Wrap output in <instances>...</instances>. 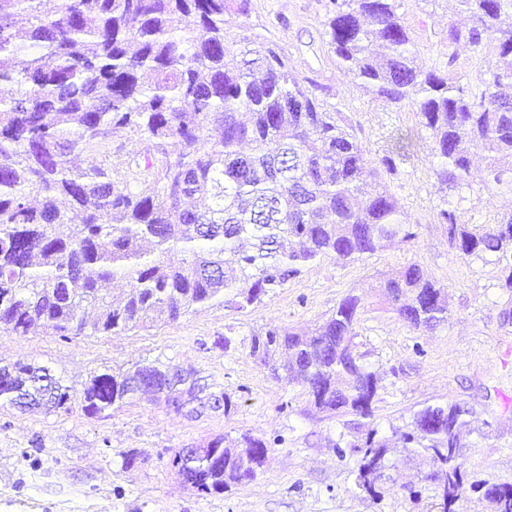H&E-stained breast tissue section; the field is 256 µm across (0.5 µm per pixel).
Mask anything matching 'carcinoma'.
<instances>
[{
  "label": "carcinoma",
  "mask_w": 512,
  "mask_h": 512,
  "mask_svg": "<svg viewBox=\"0 0 512 512\" xmlns=\"http://www.w3.org/2000/svg\"><path fill=\"white\" fill-rule=\"evenodd\" d=\"M44 2L0 0L1 334L109 336L214 302L245 309L318 259L355 261L415 237L386 181L393 158H371L283 49L237 31L233 16L250 0H56L50 11ZM395 2L328 0L336 68L373 99L414 106L441 184H469L480 150L484 186L512 185V0H457L470 24L448 27V66L462 52L480 57L472 84L419 65ZM123 129L151 143L149 157L130 155L121 169L108 155L70 165ZM439 218L458 255H512V213L475 232L454 210ZM118 278L128 291L114 300L102 283ZM377 288L415 330L448 322V291L417 263ZM364 308L350 292L307 333L252 335L251 355L317 409L370 418L377 378L354 343ZM147 392L177 414L175 395L232 408L195 372L165 364L93 374L79 395L45 367L0 366V403L21 408L99 417ZM470 414L426 405L395 431L438 466L439 512H458L465 493L459 430ZM206 447L215 464L178 470L200 495L254 480L271 443L243 434ZM356 448V486L371 493L391 443L371 429ZM474 488L493 512H512V482Z\"/></svg>",
  "instance_id": "carcinoma-1"
}]
</instances>
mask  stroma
<instances>
[{"label": "stroma", "mask_w": 512, "mask_h": 512, "mask_svg": "<svg viewBox=\"0 0 512 512\" xmlns=\"http://www.w3.org/2000/svg\"><path fill=\"white\" fill-rule=\"evenodd\" d=\"M325 2L251 0L249 15L234 23L284 48L371 157L403 143L388 183L414 239L356 261H317L242 311L217 304L111 336L0 334L1 366L19 360L46 366L78 391L90 375L116 366L163 363L195 369L233 402L230 412L209 409L193 417L147 396L99 417L2 405L0 512H438L429 458L395 449L372 497L355 484V445L371 429L393 438L424 405L446 402L473 412L460 450L471 484L460 512H490L474 484L512 482V290L502 286V261L492 254L456 255L439 221L441 210L453 209L466 228L493 223L512 210V190H488L478 175L456 189L439 184L429 133L412 106L372 100L337 69L325 34ZM396 5L419 63L449 64L448 28L461 21L455 0ZM412 262L448 290V322L431 331L413 330L380 309L372 289L381 274ZM353 290L366 297L354 343L378 377V396L372 417H329L313 407L304 387L267 378L250 354V339L271 326L303 330L321 323ZM220 336L230 338V347L216 346ZM246 432L273 443L249 483L201 496L172 465L180 449ZM133 451L140 458L126 466Z\"/></svg>", "instance_id": "stroma-1"}]
</instances>
